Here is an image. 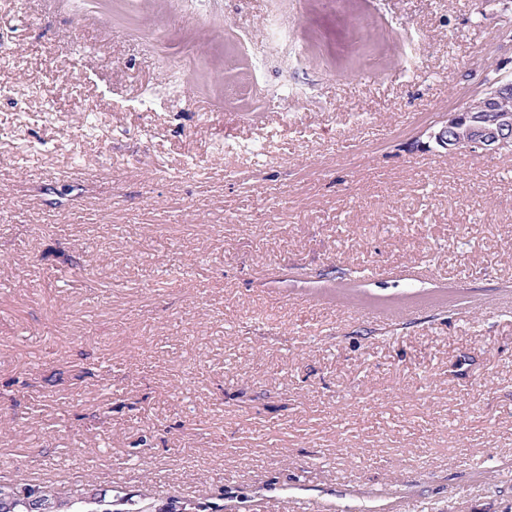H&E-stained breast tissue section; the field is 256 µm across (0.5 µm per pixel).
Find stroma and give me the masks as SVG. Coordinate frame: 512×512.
<instances>
[{"label": "stroma", "mask_w": 512, "mask_h": 512, "mask_svg": "<svg viewBox=\"0 0 512 512\" xmlns=\"http://www.w3.org/2000/svg\"><path fill=\"white\" fill-rule=\"evenodd\" d=\"M496 75L512 0H0V480L512 512ZM512 96V79L501 76L500 79H487L470 99H480L488 118L495 112H502L494 123H487L471 112L469 104L448 112L435 127H430L428 137L436 146L446 152L456 151L454 134L464 135L474 152L493 154L508 149L512 145V113L502 111L498 104ZM469 101V102H470Z\"/></svg>", "instance_id": "stroma-1"}]
</instances>
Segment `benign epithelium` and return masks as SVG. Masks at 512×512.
<instances>
[{
	"label": "benign epithelium",
	"mask_w": 512,
	"mask_h": 512,
	"mask_svg": "<svg viewBox=\"0 0 512 512\" xmlns=\"http://www.w3.org/2000/svg\"><path fill=\"white\" fill-rule=\"evenodd\" d=\"M512 96V79H487L473 98L482 102L484 111H499L498 104ZM463 135L472 150L493 154L512 147V113L503 112L494 123H487L463 105L448 112L438 125L428 129V137L436 146L447 151L456 150L454 136Z\"/></svg>",
	"instance_id": "obj_1"
}]
</instances>
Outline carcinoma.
<instances>
[{"mask_svg":"<svg viewBox=\"0 0 512 512\" xmlns=\"http://www.w3.org/2000/svg\"><path fill=\"white\" fill-rule=\"evenodd\" d=\"M132 499L118 491L111 498H62L51 484L20 488L0 482V512H127Z\"/></svg>","mask_w":512,"mask_h":512,"instance_id":"1","label":"carcinoma"}]
</instances>
